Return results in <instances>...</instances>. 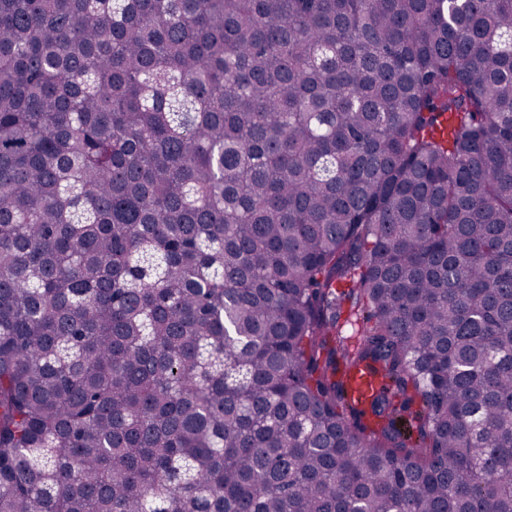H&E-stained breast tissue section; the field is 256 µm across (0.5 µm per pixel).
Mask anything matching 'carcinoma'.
I'll use <instances>...</instances> for the list:
<instances>
[{
	"label": "carcinoma",
	"instance_id": "cac0c4a2",
	"mask_svg": "<svg viewBox=\"0 0 512 512\" xmlns=\"http://www.w3.org/2000/svg\"><path fill=\"white\" fill-rule=\"evenodd\" d=\"M0 512H512V0H0Z\"/></svg>",
	"mask_w": 512,
	"mask_h": 512
}]
</instances>
